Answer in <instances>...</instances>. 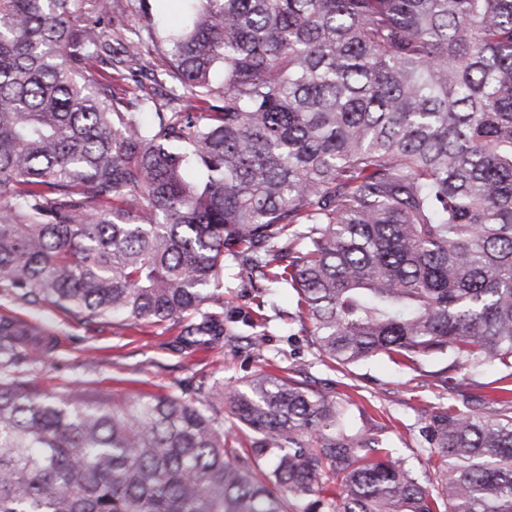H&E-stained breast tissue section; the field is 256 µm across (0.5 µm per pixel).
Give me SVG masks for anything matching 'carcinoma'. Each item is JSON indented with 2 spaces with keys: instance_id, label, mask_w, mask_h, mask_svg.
<instances>
[{
  "instance_id": "carcinoma-1",
  "label": "carcinoma",
  "mask_w": 512,
  "mask_h": 512,
  "mask_svg": "<svg viewBox=\"0 0 512 512\" xmlns=\"http://www.w3.org/2000/svg\"><path fill=\"white\" fill-rule=\"evenodd\" d=\"M0 0V295L222 343L224 272L293 293L322 361L448 356L433 476L297 370L45 395L0 318V512H512V0ZM145 31L167 111L102 91ZM491 366L494 383L478 380ZM231 424H226V421Z\"/></svg>"
}]
</instances>
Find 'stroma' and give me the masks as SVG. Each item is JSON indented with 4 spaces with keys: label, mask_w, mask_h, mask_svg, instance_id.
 I'll list each match as a JSON object with an SVG mask.
<instances>
[{
    "label": "stroma",
    "mask_w": 512,
    "mask_h": 512,
    "mask_svg": "<svg viewBox=\"0 0 512 512\" xmlns=\"http://www.w3.org/2000/svg\"><path fill=\"white\" fill-rule=\"evenodd\" d=\"M291 296L267 293L262 282L230 281L224 291V310L241 320L235 344L219 346L199 339L185 347L177 329L142 323L128 330L75 318L49 305L32 307L0 296V318L28 323L36 332L45 356L33 360L21 347L17 374L56 393L73 384L88 392L124 399L142 392L179 394L199 382L235 385L261 372L284 373L299 368L317 389L345 382L357 384L397 427L393 445L418 470L428 468L420 446L419 429L432 407L458 399L457 391L436 381L448 365L441 355L413 363L394 364L377 359L347 375L328 369L315 354L309 336L290 321ZM261 348H253V338Z\"/></svg>",
    "instance_id": "stroma-1"
}]
</instances>
